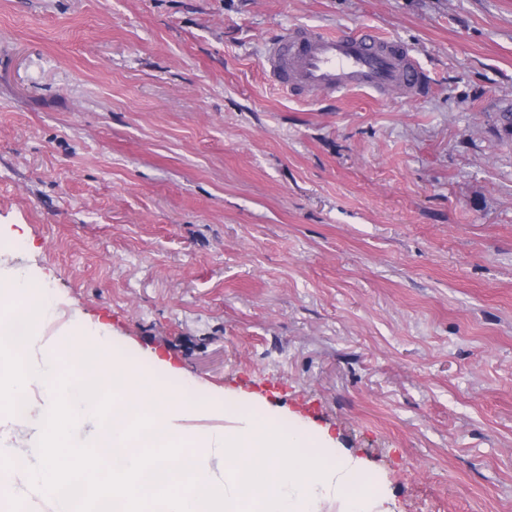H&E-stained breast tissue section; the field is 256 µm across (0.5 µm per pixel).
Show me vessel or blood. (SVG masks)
Returning <instances> with one entry per match:
<instances>
[{"mask_svg": "<svg viewBox=\"0 0 512 512\" xmlns=\"http://www.w3.org/2000/svg\"><path fill=\"white\" fill-rule=\"evenodd\" d=\"M263 67L289 96L398 90L417 97L426 90L408 50L370 27L332 32L284 27L268 42Z\"/></svg>", "mask_w": 512, "mask_h": 512, "instance_id": "obj_1", "label": "vessel or blood"}]
</instances>
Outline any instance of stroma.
<instances>
[{
	"label": "stroma",
	"instance_id": "stroma-1",
	"mask_svg": "<svg viewBox=\"0 0 512 512\" xmlns=\"http://www.w3.org/2000/svg\"><path fill=\"white\" fill-rule=\"evenodd\" d=\"M289 25L427 82L295 99ZM512 0H0V264L54 335L363 460L392 512H512Z\"/></svg>",
	"mask_w": 512,
	"mask_h": 512
}]
</instances>
